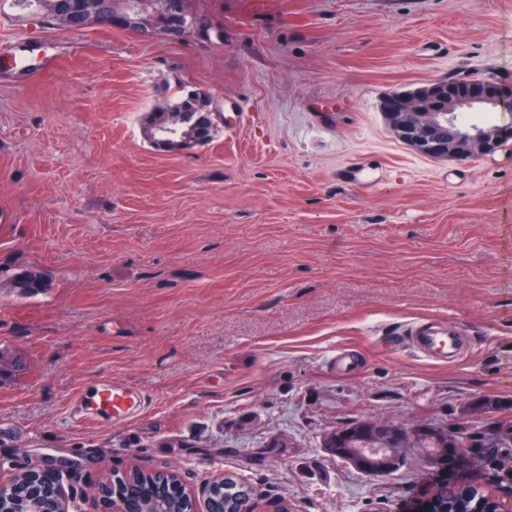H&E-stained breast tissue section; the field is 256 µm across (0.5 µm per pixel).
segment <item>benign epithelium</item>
Returning a JSON list of instances; mask_svg holds the SVG:
<instances>
[{
  "label": "benign epithelium",
  "mask_w": 512,
  "mask_h": 512,
  "mask_svg": "<svg viewBox=\"0 0 512 512\" xmlns=\"http://www.w3.org/2000/svg\"><path fill=\"white\" fill-rule=\"evenodd\" d=\"M92 25L176 39L181 33L183 19L170 16L162 25L156 20L145 25L132 11L114 14L106 22L92 15L81 20L77 30L82 31ZM476 105L512 111V93L504 90L490 75L455 74L412 91L391 93L383 98L380 109L395 135L409 147L429 158L457 159L491 155L512 139L511 128L491 126L471 133L457 130L455 116ZM427 430L425 424L405 426L391 422H366L356 436L366 447L353 445L348 449V456L365 473L383 475L399 460L397 449L405 447L406 442ZM442 452L441 448L424 451L428 464L433 468L434 478L430 491L413 503L411 512H444L446 507L440 505L441 493L448 487V478H453L459 487L475 473V461L468 453H456L447 468L441 465L444 460ZM26 471L32 474L31 497L51 498L64 504V512L74 509L73 500L63 485L62 471L35 466L26 468ZM98 495L102 512H140L134 494L123 490L119 477L111 484L99 486ZM489 512H512L511 482L497 488L496 500Z\"/></svg>",
  "instance_id": "obj_1"
}]
</instances>
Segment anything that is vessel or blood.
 <instances>
[{
  "mask_svg": "<svg viewBox=\"0 0 512 512\" xmlns=\"http://www.w3.org/2000/svg\"><path fill=\"white\" fill-rule=\"evenodd\" d=\"M403 342L416 356L443 365L461 361L470 349V338L466 331L454 321L425 319L408 325ZM142 395L131 387L108 380L102 382L87 406L88 419L108 417L115 422H124L142 412Z\"/></svg>",
  "mask_w": 512,
  "mask_h": 512,
  "instance_id": "1",
  "label": "vessel or blood"
}]
</instances>
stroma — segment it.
I'll use <instances>...</instances> for the list:
<instances>
[{
    "instance_id": "35a3bbf8",
    "label": "stroma",
    "mask_w": 512,
    "mask_h": 512,
    "mask_svg": "<svg viewBox=\"0 0 512 512\" xmlns=\"http://www.w3.org/2000/svg\"><path fill=\"white\" fill-rule=\"evenodd\" d=\"M187 0L219 23L171 40L64 32L0 8V477L67 468L78 512L133 467L187 491L219 471L254 512H404L430 485L417 454L370 476L325 432L444 425L484 401L512 418V141L432 159L398 141L389 93L451 73L512 87V0ZM211 140L145 135L178 86ZM48 286H11L21 270ZM450 319L454 365L375 336ZM356 351L341 373L328 358ZM149 402L78 420L99 381ZM23 282V284H21ZM44 278L40 272L26 269L14 278L12 288L21 295H36L44 288Z\"/></svg>"
}]
</instances>
